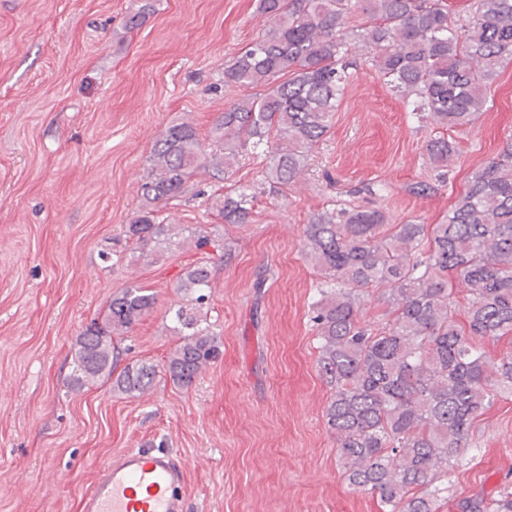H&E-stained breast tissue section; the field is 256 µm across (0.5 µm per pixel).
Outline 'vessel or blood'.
<instances>
[{
    "instance_id": "b4317fda",
    "label": "vessel or blood",
    "mask_w": 512,
    "mask_h": 512,
    "mask_svg": "<svg viewBox=\"0 0 512 512\" xmlns=\"http://www.w3.org/2000/svg\"><path fill=\"white\" fill-rule=\"evenodd\" d=\"M184 471L169 455L130 449L78 503V512H185Z\"/></svg>"
}]
</instances>
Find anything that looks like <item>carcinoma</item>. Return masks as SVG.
I'll list each match as a JSON object with an SVG mask.
<instances>
[{
    "mask_svg": "<svg viewBox=\"0 0 512 512\" xmlns=\"http://www.w3.org/2000/svg\"><path fill=\"white\" fill-rule=\"evenodd\" d=\"M268 31L224 70V84L252 90L217 118L209 144L188 121L156 139L127 224L133 250L180 246L160 219L201 169L228 180L249 149H268L265 177L278 192L298 180L309 151L327 134L350 79L349 54L361 45L386 83L443 128L476 119L498 65L512 60V0H470L464 19L445 0H260ZM361 12L368 22L349 28ZM447 166L445 138L426 147ZM247 194L225 197L226 224L249 223ZM303 251L331 287L312 305L319 339L317 368L331 387L326 423L350 485L378 496L383 512H440L448 467L469 448L475 420L498 393L512 390V353L491 357L484 338L512 337V148L499 154L458 196L440 224H391L379 209L341 207L317 214ZM211 265L188 267L179 290L188 301L175 318L181 343L165 363L173 383L191 387L219 355L200 327ZM468 288L465 322L457 320L454 285ZM378 292L382 312L362 317L361 297ZM156 304L138 285L112 297L104 316L75 341L72 385L112 382L141 396L157 366L115 372L126 335ZM461 512H512V492L492 502L468 498Z\"/></svg>",
    "mask_w": 512,
    "mask_h": 512,
    "instance_id": "cac0c4a2",
    "label": "carcinoma"
}]
</instances>
